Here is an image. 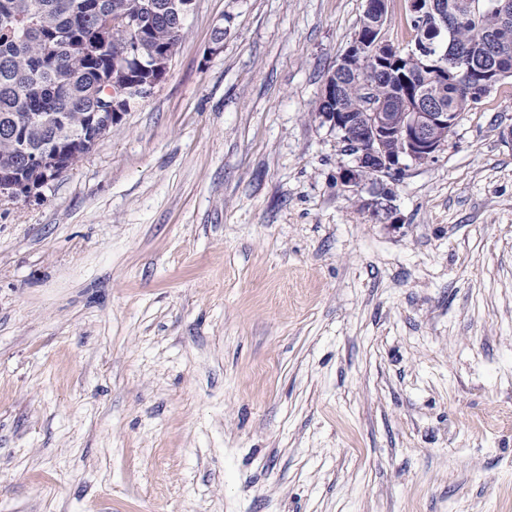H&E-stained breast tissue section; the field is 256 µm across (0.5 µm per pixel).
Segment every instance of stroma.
<instances>
[{
    "mask_svg": "<svg viewBox=\"0 0 512 512\" xmlns=\"http://www.w3.org/2000/svg\"><path fill=\"white\" fill-rule=\"evenodd\" d=\"M364 9L195 0L154 93L0 200V512H512V78L345 183L316 110Z\"/></svg>",
    "mask_w": 512,
    "mask_h": 512,
    "instance_id": "1",
    "label": "stroma"
}]
</instances>
